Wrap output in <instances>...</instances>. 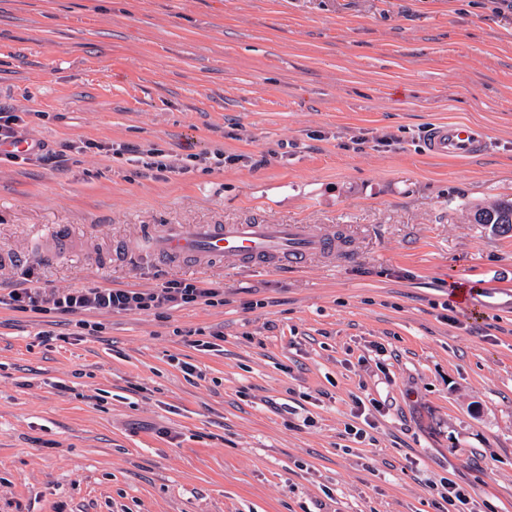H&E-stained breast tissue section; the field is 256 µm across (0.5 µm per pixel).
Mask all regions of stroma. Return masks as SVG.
Returning a JSON list of instances; mask_svg holds the SVG:
<instances>
[{"mask_svg": "<svg viewBox=\"0 0 512 512\" xmlns=\"http://www.w3.org/2000/svg\"><path fill=\"white\" fill-rule=\"evenodd\" d=\"M0 106L54 150L239 157L172 174L94 150L0 160V286L224 290L88 312L86 336L0 306V512H444L443 477L470 512H512V233L469 218L512 200V10L0 0ZM448 121L490 150L430 155ZM159 224H313L351 258L161 261ZM55 227L71 243L47 259Z\"/></svg>", "mask_w": 512, "mask_h": 512, "instance_id": "35a3bbf8", "label": "stroma"}]
</instances>
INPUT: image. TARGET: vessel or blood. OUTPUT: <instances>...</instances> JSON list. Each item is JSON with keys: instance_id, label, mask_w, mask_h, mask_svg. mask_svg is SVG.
I'll use <instances>...</instances> for the list:
<instances>
[{"instance_id": "1", "label": "vessel or blood", "mask_w": 512, "mask_h": 512, "mask_svg": "<svg viewBox=\"0 0 512 512\" xmlns=\"http://www.w3.org/2000/svg\"><path fill=\"white\" fill-rule=\"evenodd\" d=\"M489 146L483 128L454 122L433 126L426 140L428 153L448 159L469 158ZM147 236L158 257L200 266L221 259L235 266L299 269L313 256L344 250L338 237L310 224H166Z\"/></svg>"}]
</instances>
